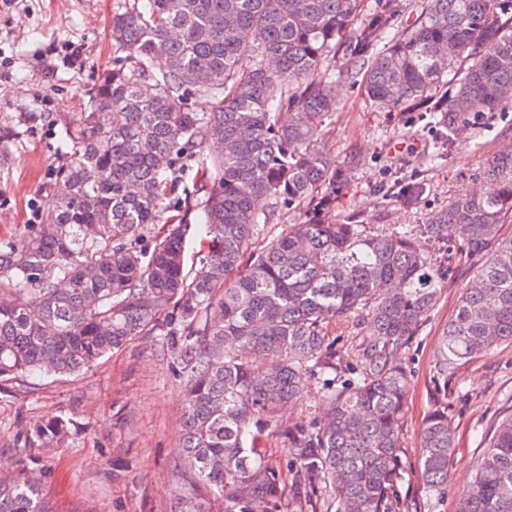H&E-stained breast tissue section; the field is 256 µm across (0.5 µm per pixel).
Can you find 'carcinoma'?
Here are the masks:
<instances>
[{
    "label": "carcinoma",
    "instance_id": "obj_1",
    "mask_svg": "<svg viewBox=\"0 0 512 512\" xmlns=\"http://www.w3.org/2000/svg\"><path fill=\"white\" fill-rule=\"evenodd\" d=\"M117 0L112 67L64 123L70 160L41 223L0 242V383L65 376L140 336L163 332L184 389L183 442L224 512H284L282 473L261 442L283 439L300 512L319 486L335 512H385L402 479L406 356L442 293L441 268L487 259L469 278L439 341L420 475L441 490L455 447L448 384L461 362L512 342V149L485 174L497 189L403 230L332 217L343 170L324 157L338 108L321 75L365 99L456 126L500 112L512 89V0H422L409 24L390 0ZM360 22L353 24L356 15ZM388 46L378 49L383 39ZM206 98L210 110H197ZM197 165L204 199L174 197ZM423 193L402 183L398 200ZM271 201L262 211L256 202ZM202 210L208 273L184 274L188 216ZM279 209L299 213L274 223ZM155 231L153 247L142 248ZM348 330L345 350L329 329ZM320 380L315 395L305 375ZM321 419L290 423L308 398ZM73 423L49 417L19 438L59 448ZM0 512H54L41 470L0 481ZM455 512H512V415L495 428Z\"/></svg>",
    "mask_w": 512,
    "mask_h": 512
}]
</instances>
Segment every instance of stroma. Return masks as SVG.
Here are the masks:
<instances>
[{
	"instance_id": "obj_1",
	"label": "stroma",
	"mask_w": 512,
	"mask_h": 512,
	"mask_svg": "<svg viewBox=\"0 0 512 512\" xmlns=\"http://www.w3.org/2000/svg\"><path fill=\"white\" fill-rule=\"evenodd\" d=\"M115 0H13L0 6V241L39 223L54 175L70 155L61 134L82 111L112 60ZM340 106L327 121L323 152L344 171L337 216L401 228L487 187L485 163L512 147V101L471 119L441 150V135L415 112L370 105L357 85L336 84ZM426 190L412 207L392 193L398 181ZM447 273L439 304L407 355L412 370L404 424V478L389 512H454L497 423L512 414V343L463 362L448 396L456 448L444 490L419 475L422 424L432 407L440 333L467 283ZM183 392L174 359L157 334L139 337L97 365L66 377L0 385V463L19 457L21 427L50 416L72 420L73 439L41 453L46 498L63 512H176L184 500L210 497L184 463Z\"/></svg>"
}]
</instances>
